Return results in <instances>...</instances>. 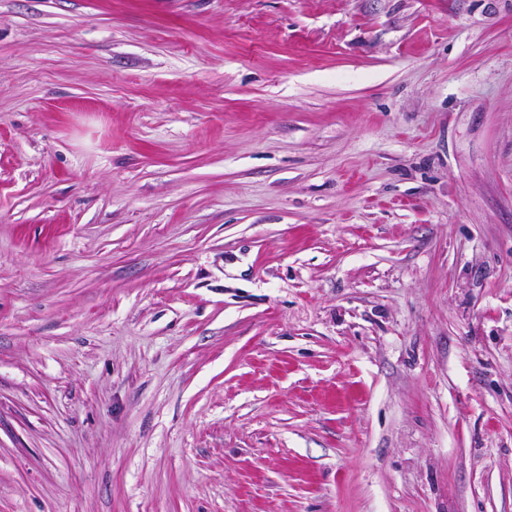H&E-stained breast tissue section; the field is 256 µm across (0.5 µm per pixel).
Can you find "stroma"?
I'll return each mask as SVG.
<instances>
[{
	"label": "stroma",
	"mask_w": 512,
	"mask_h": 512,
	"mask_svg": "<svg viewBox=\"0 0 512 512\" xmlns=\"http://www.w3.org/2000/svg\"><path fill=\"white\" fill-rule=\"evenodd\" d=\"M0 512H512V0H0Z\"/></svg>",
	"instance_id": "obj_1"
}]
</instances>
